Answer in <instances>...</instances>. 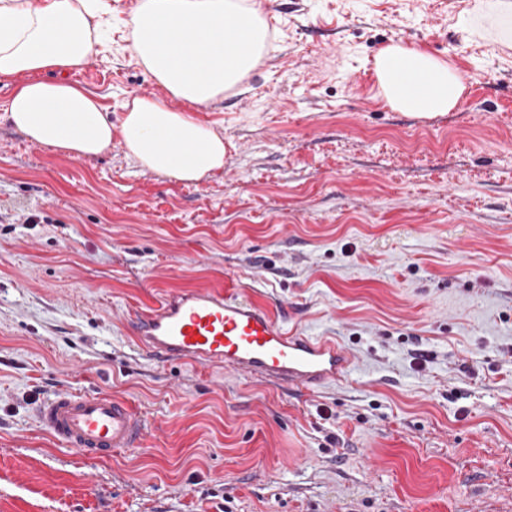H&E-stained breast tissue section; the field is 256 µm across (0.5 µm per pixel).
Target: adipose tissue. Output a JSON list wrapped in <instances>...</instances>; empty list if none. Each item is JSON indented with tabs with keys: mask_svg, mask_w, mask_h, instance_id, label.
<instances>
[{
	"mask_svg": "<svg viewBox=\"0 0 512 512\" xmlns=\"http://www.w3.org/2000/svg\"><path fill=\"white\" fill-rule=\"evenodd\" d=\"M99 13L94 0H0V76L17 79L9 120L30 141L75 158L120 141L142 168L179 182L222 169L223 137L189 109L223 101L262 64L270 38L262 10L246 0H138L129 50L165 94L128 101L117 125L79 84L40 78L80 67L96 52ZM375 72L387 104L401 112H448L464 92L447 60L398 44L379 52ZM174 99L184 109H173Z\"/></svg>",
	"mask_w": 512,
	"mask_h": 512,
	"instance_id": "1",
	"label": "adipose tissue"
}]
</instances>
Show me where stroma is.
<instances>
[{
	"mask_svg": "<svg viewBox=\"0 0 512 512\" xmlns=\"http://www.w3.org/2000/svg\"><path fill=\"white\" fill-rule=\"evenodd\" d=\"M476 0H256L271 32L242 92L201 107L224 167L185 184L120 143L29 141L0 77V512H512V42ZM75 70L113 124L160 86L129 52L137 0ZM448 60L450 112L389 107L390 45ZM222 284L330 336L351 382L309 393L160 363L132 323ZM105 392L146 423L98 459L38 422Z\"/></svg>",
	"mask_w": 512,
	"mask_h": 512,
	"instance_id": "1",
	"label": "stroma"
}]
</instances>
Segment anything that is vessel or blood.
<instances>
[{
    "label": "vessel or blood",
    "mask_w": 512,
    "mask_h": 512,
    "mask_svg": "<svg viewBox=\"0 0 512 512\" xmlns=\"http://www.w3.org/2000/svg\"><path fill=\"white\" fill-rule=\"evenodd\" d=\"M135 335L159 361L247 372L292 391L344 384L353 365L336 340L288 330L261 306L220 287L165 295L138 317ZM38 417L64 447L98 458L135 447L143 431L131 404L106 393L54 394L40 404Z\"/></svg>",
    "instance_id": "vessel-or-blood-1"
}]
</instances>
